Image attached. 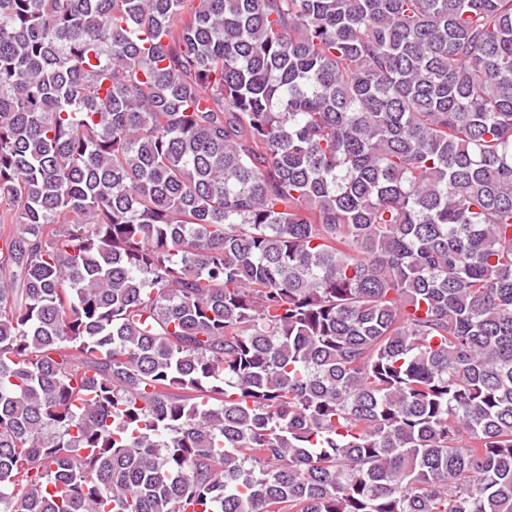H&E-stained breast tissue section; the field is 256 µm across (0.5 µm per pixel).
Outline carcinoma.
<instances>
[{"label":"carcinoma","instance_id":"1","mask_svg":"<svg viewBox=\"0 0 512 512\" xmlns=\"http://www.w3.org/2000/svg\"><path fill=\"white\" fill-rule=\"evenodd\" d=\"M0 512H512V0H0Z\"/></svg>","mask_w":512,"mask_h":512}]
</instances>
